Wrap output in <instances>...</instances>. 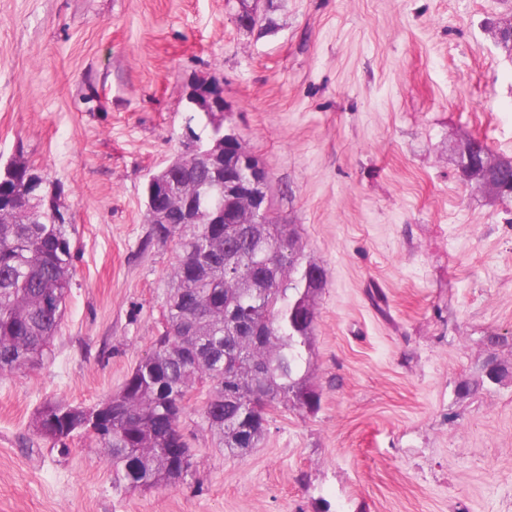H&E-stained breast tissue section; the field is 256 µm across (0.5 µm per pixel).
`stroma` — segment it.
Instances as JSON below:
<instances>
[{
  "mask_svg": "<svg viewBox=\"0 0 512 512\" xmlns=\"http://www.w3.org/2000/svg\"><path fill=\"white\" fill-rule=\"evenodd\" d=\"M0 0V164L64 186L77 259L43 365L0 377V512H512V199L464 181L476 138L512 156V0ZM219 77L224 126L271 175L327 284L310 381L235 458L203 425L174 487L116 488L103 451L53 448L38 409L91 406L151 349L176 260L150 237L149 176L212 126L186 101Z\"/></svg>",
  "mask_w": 512,
  "mask_h": 512,
  "instance_id": "35a3bbf8",
  "label": "stroma"
}]
</instances>
